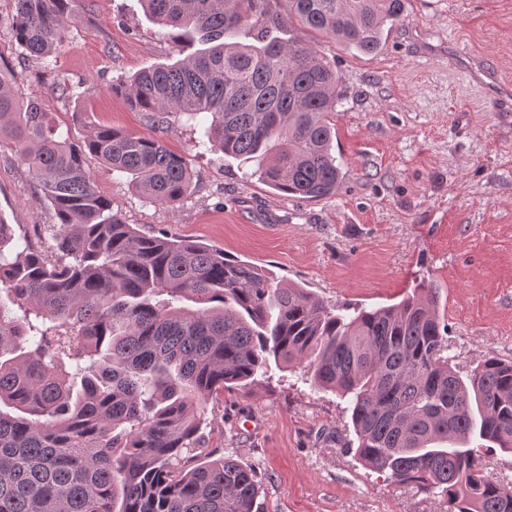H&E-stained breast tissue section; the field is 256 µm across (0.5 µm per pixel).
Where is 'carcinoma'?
Listing matches in <instances>:
<instances>
[{"label": "carcinoma", "mask_w": 512, "mask_h": 512, "mask_svg": "<svg viewBox=\"0 0 512 512\" xmlns=\"http://www.w3.org/2000/svg\"><path fill=\"white\" fill-rule=\"evenodd\" d=\"M306 27L379 50L406 0H141L174 38L208 47L112 85L163 131L180 118L198 145L263 163L273 189L336 192L331 153L340 76L312 48L271 33L281 2ZM21 54L57 58L93 0H10ZM14 144L53 211L51 254L0 220V512H258L255 472L202 451L206 405L269 361L306 364L314 385L353 395L356 456L441 490L448 512H512V483L488 475L473 434L512 453V362L468 380L448 357L432 288L346 316L224 249L147 235L113 211L87 169L96 157L152 202L193 189L186 158L151 135L95 125L84 143L0 65V140Z\"/></svg>", "instance_id": "obj_1"}]
</instances>
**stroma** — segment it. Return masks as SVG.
<instances>
[{
  "label": "stroma",
  "instance_id": "1",
  "mask_svg": "<svg viewBox=\"0 0 512 512\" xmlns=\"http://www.w3.org/2000/svg\"><path fill=\"white\" fill-rule=\"evenodd\" d=\"M280 36L311 46L341 77L342 101L329 117L344 173L335 194H280L256 163L199 153L179 124L163 138L191 163L190 196L151 202L93 158L96 189L143 233L221 247L331 306H390L435 285L460 373L488 357L512 361V110L486 105L490 96L512 99V0H408L405 20L370 55L287 14ZM0 56L75 143L97 124L149 133L111 86L179 58L171 30L139 0H94L50 69L21 55L9 0H0ZM0 216L16 237L50 252L51 211L7 144ZM345 405L301 369L272 366L207 404L205 446L256 472L263 512H446L441 492L363 465Z\"/></svg>",
  "mask_w": 512,
  "mask_h": 512
}]
</instances>
